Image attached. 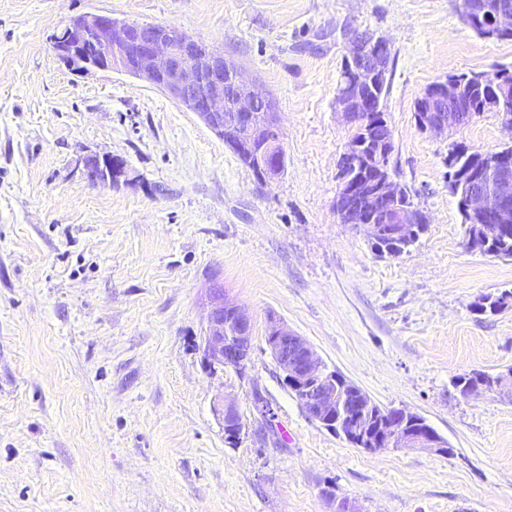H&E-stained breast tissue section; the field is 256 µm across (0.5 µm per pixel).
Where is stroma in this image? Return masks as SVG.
<instances>
[{"mask_svg": "<svg viewBox=\"0 0 512 512\" xmlns=\"http://www.w3.org/2000/svg\"><path fill=\"white\" fill-rule=\"evenodd\" d=\"M107 13L172 24L275 98L285 166L257 181L195 113L118 72L70 70L50 37ZM391 43V165L429 220L400 255L336 214L351 133L336 110L344 33ZM512 66L458 0H0V512H512V399L461 373L512 367V260L467 250L448 149L512 142L486 112L454 137L415 101ZM125 173L90 185L88 156ZM253 318L244 368L199 346L212 286ZM283 321L376 403L423 416L451 452H366L310 419L265 346ZM248 424L229 444L215 398ZM263 396L276 418L254 408ZM512 306V291L504 290L499 294H486L478 297L471 305V309L478 315L496 314Z\"/></svg>", "mask_w": 512, "mask_h": 512, "instance_id": "obj_1", "label": "stroma"}]
</instances>
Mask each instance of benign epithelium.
<instances>
[{
  "label": "benign epithelium",
  "instance_id": "1",
  "mask_svg": "<svg viewBox=\"0 0 512 512\" xmlns=\"http://www.w3.org/2000/svg\"><path fill=\"white\" fill-rule=\"evenodd\" d=\"M467 20L487 39L512 34V0H468ZM346 80L336 93V108L358 137L348 139L339 158L336 213L342 224H354L372 239L382 233L409 240L422 233L427 216L407 203L404 183L394 173L392 150L380 147L378 127L389 126L378 102L364 94L387 83L391 46L370 31L346 33ZM57 58L78 73L110 70L134 77L163 92L194 112L233 152L245 153L255 162L265 181L276 176L282 155L277 146L261 138L266 128L278 127L277 103L263 87L247 81L220 53L199 55L201 42L175 25L122 21L109 14L82 15L73 38L52 34ZM469 83L490 86L488 107L499 112L502 126L512 132V83L500 73H473ZM464 82L450 75L428 86L415 103V120L422 132L450 136L469 124L478 113L462 109ZM476 169L454 173L460 190L459 206L470 224L481 225L482 236L495 237L504 224H512V154L486 152ZM123 164L96 155L85 161V175L92 185L110 182ZM253 321L245 309L215 292L203 328L200 351L211 372L227 366L239 368L250 358ZM266 347L284 383L295 394L309 417L321 424H336V374L327 371L312 345L280 321L267 327ZM216 412L222 428L237 437L247 427L236 404L218 398ZM370 451L391 445L400 448H437L439 439L427 426L413 435L396 424L370 440Z\"/></svg>",
  "mask_w": 512,
  "mask_h": 512
}]
</instances>
